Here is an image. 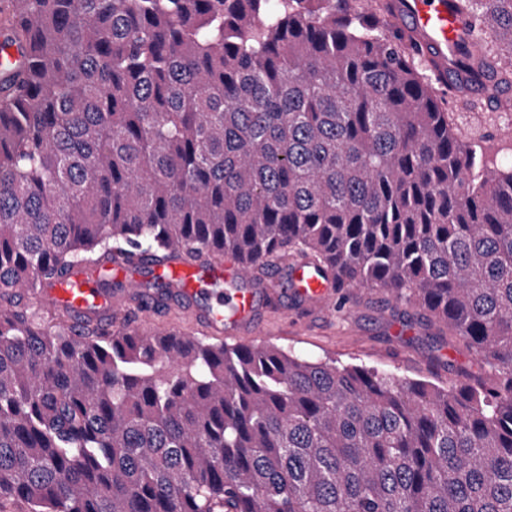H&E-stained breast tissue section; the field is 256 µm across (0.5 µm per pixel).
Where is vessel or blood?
<instances>
[{
  "label": "vessel or blood",
  "mask_w": 512,
  "mask_h": 512,
  "mask_svg": "<svg viewBox=\"0 0 512 512\" xmlns=\"http://www.w3.org/2000/svg\"><path fill=\"white\" fill-rule=\"evenodd\" d=\"M389 18L393 25L414 36L425 56L433 61L437 80L458 81L453 65L455 45L463 38L466 27L460 16L449 12L446 0H391ZM226 271L236 278L235 288L197 309L195 317L208 329L243 334L251 330L268 289L251 281L233 257L214 256L205 264L189 261L165 268L164 274L175 293L190 296L199 279ZM89 276L88 270L79 269L54 285H38L35 292L52 306L65 303L79 314L111 312V297L95 294L89 286ZM288 276L296 292L313 303L328 304L335 294L333 284L315 275L306 263L292 265Z\"/></svg>",
  "instance_id": "vessel-or-blood-1"
}]
</instances>
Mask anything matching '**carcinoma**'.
<instances>
[{
    "mask_svg": "<svg viewBox=\"0 0 512 512\" xmlns=\"http://www.w3.org/2000/svg\"><path fill=\"white\" fill-rule=\"evenodd\" d=\"M512 86V0H448ZM390 3L0 0V512H512V166ZM299 258L474 351L451 386L19 307L79 266Z\"/></svg>",
    "mask_w": 512,
    "mask_h": 512,
    "instance_id": "cac0c4a2",
    "label": "carcinoma"
}]
</instances>
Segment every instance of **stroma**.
<instances>
[{
  "label": "stroma",
  "mask_w": 512,
  "mask_h": 512,
  "mask_svg": "<svg viewBox=\"0 0 512 512\" xmlns=\"http://www.w3.org/2000/svg\"><path fill=\"white\" fill-rule=\"evenodd\" d=\"M446 100L465 135H499V125L477 124V117L491 113L512 116V87L498 98L482 97L472 104L451 94ZM156 279L155 266L145 261L126 273L97 278L92 286L123 294L122 309L133 318H140L144 309H151L152 315L143 325L146 331L202 336L194 312L204 303V296H195L190 302L170 300L147 307L140 294ZM266 279L274 285L271 298L260 309L253 333L241 335V342L274 344L308 360L327 357L373 366L398 376H428L443 384L459 382L463 374L480 368L473 351L439 335L415 308L385 294L362 288L354 290L341 305L318 306L291 297L284 267L270 269Z\"/></svg>",
  "instance_id": "stroma-1"
}]
</instances>
